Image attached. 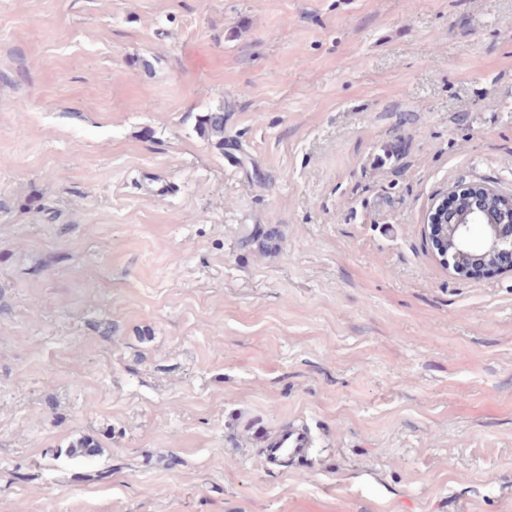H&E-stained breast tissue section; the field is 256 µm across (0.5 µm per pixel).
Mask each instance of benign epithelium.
I'll return each mask as SVG.
<instances>
[{
    "mask_svg": "<svg viewBox=\"0 0 512 512\" xmlns=\"http://www.w3.org/2000/svg\"><path fill=\"white\" fill-rule=\"evenodd\" d=\"M438 257L458 276L512 270V197L479 184L455 186L428 215Z\"/></svg>",
    "mask_w": 512,
    "mask_h": 512,
    "instance_id": "1",
    "label": "benign epithelium"
}]
</instances>
